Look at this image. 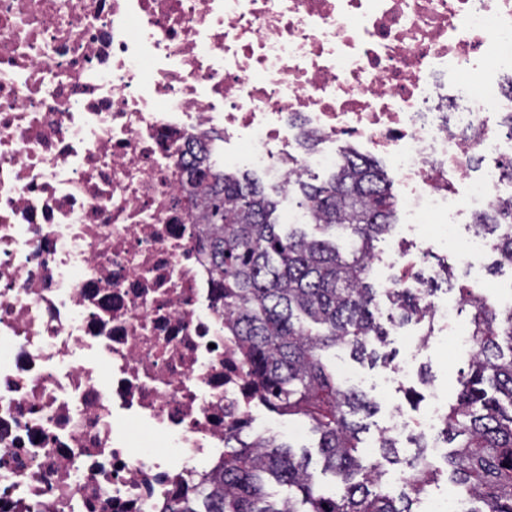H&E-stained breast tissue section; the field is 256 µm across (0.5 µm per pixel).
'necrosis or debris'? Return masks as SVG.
Here are the masks:
<instances>
[{
    "label": "necrosis or debris",
    "instance_id": "obj_1",
    "mask_svg": "<svg viewBox=\"0 0 512 512\" xmlns=\"http://www.w3.org/2000/svg\"><path fill=\"white\" fill-rule=\"evenodd\" d=\"M506 72L512 0H0V512H167L252 427L189 147L283 186L384 157L474 274L489 244L456 227L512 193ZM435 334L472 346L456 304L402 336ZM431 399L388 429L437 460Z\"/></svg>",
    "mask_w": 512,
    "mask_h": 512
}]
</instances>
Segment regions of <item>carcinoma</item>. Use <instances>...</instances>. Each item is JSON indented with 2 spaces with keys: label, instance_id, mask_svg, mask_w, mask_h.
<instances>
[{
  "label": "carcinoma",
  "instance_id": "obj_1",
  "mask_svg": "<svg viewBox=\"0 0 512 512\" xmlns=\"http://www.w3.org/2000/svg\"><path fill=\"white\" fill-rule=\"evenodd\" d=\"M186 166L208 186L200 200L206 248L221 278L224 313L244 351L265 402L279 413L308 419L319 434L324 467L337 491L323 493L308 472L305 454L277 437L248 441L233 433L224 467L199 492L205 512H416L438 472L417 455L405 462L408 487L396 496L382 486L384 463H398V441L379 438V458L359 455V418L372 414L367 396L346 386L326 362L336 348L357 360L385 365L390 330L375 313L376 289L368 281L374 243L390 235L397 200L379 162L350 151L319 185L297 178L298 205L308 217L283 226L275 201L247 174L214 170L202 151ZM512 197L476 217L495 265L512 267ZM313 227L321 237L308 233ZM349 241L344 250L336 239ZM431 288H392V327L419 322ZM469 308L473 354L460 372L440 431L448 442V477L470 504L469 512H512V307L487 300L479 288L460 289ZM275 483L288 495L269 491Z\"/></svg>",
  "mask_w": 512,
  "mask_h": 512
}]
</instances>
